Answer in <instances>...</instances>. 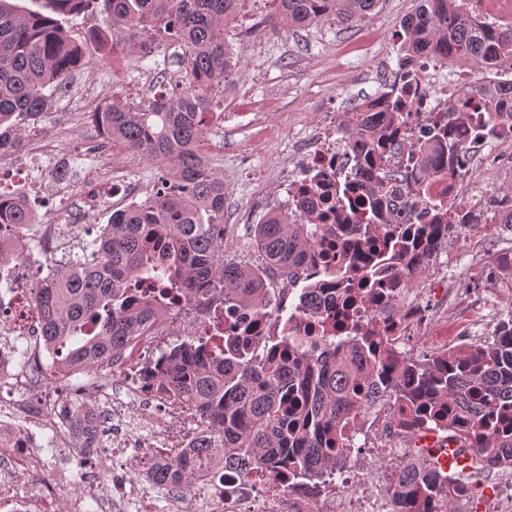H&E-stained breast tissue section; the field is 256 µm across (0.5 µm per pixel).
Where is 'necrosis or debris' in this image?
I'll list each match as a JSON object with an SVG mask.
<instances>
[{
  "label": "necrosis or debris",
  "instance_id": "necrosis-or-debris-1",
  "mask_svg": "<svg viewBox=\"0 0 512 512\" xmlns=\"http://www.w3.org/2000/svg\"><path fill=\"white\" fill-rule=\"evenodd\" d=\"M469 71V59L452 62L425 53L390 77L375 98L368 118L386 129L383 161L417 175V182H404L372 197L369 186L374 170L365 151L339 135L340 119L332 113L325 116L315 144L299 156L297 172L288 180L289 215H297L296 202L311 185H319L328 199L306 213L321 230L319 246L304 272L318 285L315 297L321 312L304 318L300 333L317 335L324 321L328 336L337 341L349 325H357L378 366L369 386L374 401L346 427L347 434L358 435L360 442L345 449L342 468L312 482L285 470L273 478L248 465H206L199 468L192 492L172 487L163 499L148 481L133 477V470L176 455H191L200 423L180 399L155 382L156 349L163 345V335L141 341L116 362L124 379L120 396L110 395L95 382L70 393L74 368H46L32 301L33 281L18 271L38 265L42 254L55 259L73 244V225L50 220L42 226L40 254L22 251L0 262V284L8 296L0 304V414L5 417L0 423V512H56L66 481L59 467L42 460L35 437L13 425L14 415L24 413L51 433L56 448L66 452L76 445L70 424L72 405L98 412L107 403L112 406V427L104 433L103 446L110 480H85L82 496L69 500L68 512H84L85 500L106 495L124 504L125 512H392L396 485L389 478L367 477L369 462L417 458L429 465L432 457L420 453L429 436L461 443L470 432L469 420L462 415L443 411L432 418L420 404L396 402L392 394L415 388L416 366L444 374L449 366L466 364L476 351L475 329L491 336L512 334V323L500 321L491 312L500 290L512 288V224L493 221L487 226L501 246L485 265L487 286L478 296L449 287L444 267L431 269L429 283L413 284L422 270L429 269V261L449 245L478 250V238L463 224H432L423 234L411 235L397 261L387 255L384 232H375L371 253L376 281L356 284L349 293H342L332 270L337 255L359 241L358 227L368 218L366 202H374L384 224L406 216L405 203L418 185L429 198L458 203L472 184L485 145L512 142V124L489 121L481 110L486 91L512 84V62H500L480 77L470 76ZM397 99L411 100L410 113L404 121L386 123L388 105ZM451 107L462 112L461 119L448 128L449 138L462 145L461 159L449 166L447 176L422 178L418 156L403 152L401 145L424 140L429 125L444 119ZM222 308L221 294L212 289L192 301L173 297L168 312L176 316L180 335L191 343L223 327ZM452 318L457 321L453 330L448 327Z\"/></svg>",
  "mask_w": 512,
  "mask_h": 512
}]
</instances>
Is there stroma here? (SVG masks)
Returning <instances> with one entry per match:
<instances>
[{"label": "stroma", "instance_id": "1", "mask_svg": "<svg viewBox=\"0 0 512 512\" xmlns=\"http://www.w3.org/2000/svg\"><path fill=\"white\" fill-rule=\"evenodd\" d=\"M416 6V0H383L374 14L350 28L318 24L273 35L261 25L271 10L269 0H247L227 28V40L242 61L224 83L226 114L209 124L204 144L208 162L226 186L225 259L259 264L253 226L267 211L256 200L278 203L286 198L274 167H291L327 113L345 112L360 97L377 93L379 69L397 64L399 26ZM155 79L153 61L141 60L138 54L129 55L117 69L109 60L94 57L73 74L65 91L53 95L34 131L50 136L64 125L68 133L61 153L44 160V168L64 164L72 177L81 179L110 173L112 204L85 214L52 185L33 200L41 216L86 225L85 237L90 240L113 209L133 198L145 199L162 174L159 165L147 159L132 163L107 150L87 155L85 148L96 136L94 127L68 126L64 119L87 85L101 86L102 100L117 96L135 104L151 96Z\"/></svg>", "mask_w": 512, "mask_h": 512}]
</instances>
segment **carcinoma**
Wrapping results in <instances>:
<instances>
[{
	"label": "carcinoma",
	"instance_id": "obj_1",
	"mask_svg": "<svg viewBox=\"0 0 512 512\" xmlns=\"http://www.w3.org/2000/svg\"><path fill=\"white\" fill-rule=\"evenodd\" d=\"M50 14L22 13L12 0H0V153L22 149L30 125L49 106L46 88L65 87L72 73L97 54L114 63L127 49L147 59L169 45L183 49L181 79L169 82L157 72L152 98L126 106L115 99L96 108L102 150L152 160L166 168L143 203L112 212L110 221L87 247L90 258L78 256L38 275L34 304L40 315V338L52 355L71 366L112 361L133 338L154 335L165 317L166 297L187 296L203 288H220L229 314L242 321L269 306V276L290 280L306 269L317 228L294 224L288 212H273L255 225L261 264L241 265L224 259V177L204 159L206 129L220 106L217 92L233 59L224 38L229 21L245 0H48ZM274 11L263 25L301 29L312 24L349 26L368 18L381 0H272ZM408 20L404 49L408 56L434 51L465 56L490 67L502 56L512 57V29L473 23L467 0H417ZM99 13L111 27L128 30L133 42L111 38L95 26L75 37L62 24L68 17ZM372 103L362 99L350 111L353 122L341 129L343 138L360 141L382 176L373 193L389 179L382 170L378 145L385 130L359 118ZM431 147L407 146L422 155V169L431 176L448 170L461 144L432 127ZM35 213L18 197L0 194V239L20 225L35 224ZM341 279L350 285L359 277L373 278L370 261L349 257L336 261ZM147 279L161 291L138 302L133 295ZM317 311L316 304L298 306L288 318L281 342L288 360H257L244 350V337L225 330L224 346L205 339L181 342L159 356L163 387L201 419L203 429L194 445L199 460L218 459L230 466L245 460L278 472L280 465L295 474L317 477L327 467L344 464V429L352 410L366 399L362 393L368 369L347 351L312 342L299 335L293 321ZM479 356L466 372L437 381L430 369L421 382L440 384L448 403L470 417L472 461L448 473V482L481 484L485 472L512 454V339L478 344ZM84 452L95 448L98 425L82 413L71 417ZM180 476L185 485L196 480L191 462L175 457L150 472V481L164 490ZM439 490L414 470L399 479L393 512H424L425 502Z\"/></svg>",
	"mask_w": 512,
	"mask_h": 512
}]
</instances>
